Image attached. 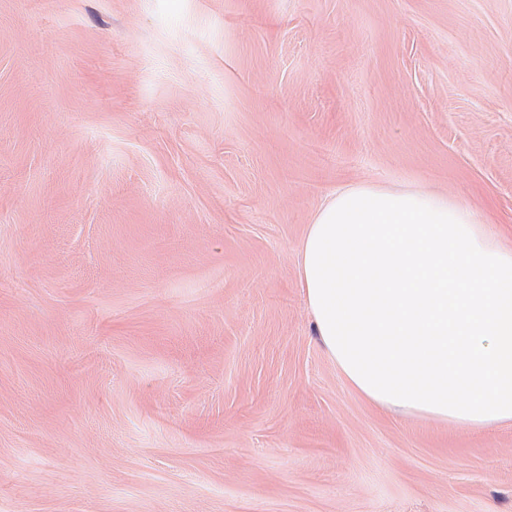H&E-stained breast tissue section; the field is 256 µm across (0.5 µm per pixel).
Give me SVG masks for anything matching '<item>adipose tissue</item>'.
I'll return each instance as SVG.
<instances>
[{"mask_svg": "<svg viewBox=\"0 0 512 512\" xmlns=\"http://www.w3.org/2000/svg\"><path fill=\"white\" fill-rule=\"evenodd\" d=\"M317 335L366 400L468 428L512 421V246L473 206L332 193L300 244Z\"/></svg>", "mask_w": 512, "mask_h": 512, "instance_id": "adipose-tissue-1", "label": "adipose tissue"}]
</instances>
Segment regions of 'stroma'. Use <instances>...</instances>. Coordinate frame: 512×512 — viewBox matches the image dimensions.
<instances>
[{
	"label": "stroma",
	"mask_w": 512,
	"mask_h": 512,
	"mask_svg": "<svg viewBox=\"0 0 512 512\" xmlns=\"http://www.w3.org/2000/svg\"><path fill=\"white\" fill-rule=\"evenodd\" d=\"M353 185L512 239V0H0V512H512V422L315 333Z\"/></svg>",
	"instance_id": "35a3bbf8"
}]
</instances>
